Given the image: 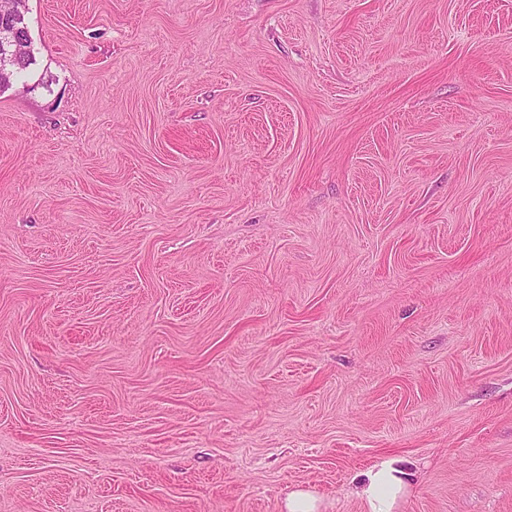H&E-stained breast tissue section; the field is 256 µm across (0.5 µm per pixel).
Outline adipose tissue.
<instances>
[{"label": "adipose tissue", "instance_id": "1", "mask_svg": "<svg viewBox=\"0 0 512 512\" xmlns=\"http://www.w3.org/2000/svg\"><path fill=\"white\" fill-rule=\"evenodd\" d=\"M354 495L362 512H398L413 486V476L396 456H386L358 473Z\"/></svg>", "mask_w": 512, "mask_h": 512}]
</instances>
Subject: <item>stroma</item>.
<instances>
[{"instance_id": "1", "label": "stroma", "mask_w": 512, "mask_h": 512, "mask_svg": "<svg viewBox=\"0 0 512 512\" xmlns=\"http://www.w3.org/2000/svg\"><path fill=\"white\" fill-rule=\"evenodd\" d=\"M27 7L0 512H512V0ZM396 456H385L358 473L354 495L362 512H397L409 495L414 477ZM285 512H320V502L313 492L296 488L288 493L284 502Z\"/></svg>"}]
</instances>
